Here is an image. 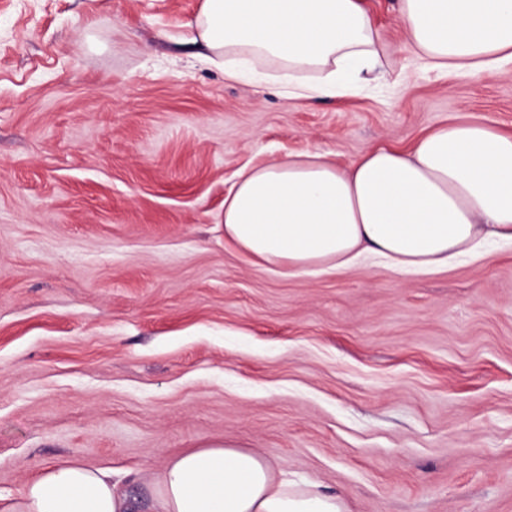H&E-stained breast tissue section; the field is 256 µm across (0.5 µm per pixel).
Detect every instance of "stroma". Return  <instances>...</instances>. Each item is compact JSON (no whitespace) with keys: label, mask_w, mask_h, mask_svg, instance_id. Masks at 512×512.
Listing matches in <instances>:
<instances>
[{"label":"stroma","mask_w":512,"mask_h":512,"mask_svg":"<svg viewBox=\"0 0 512 512\" xmlns=\"http://www.w3.org/2000/svg\"><path fill=\"white\" fill-rule=\"evenodd\" d=\"M284 97L179 41L201 0H0V495L50 464L153 472L233 443L347 512H512V247L430 275H289L224 242L246 167L348 166L458 119L512 133V64L412 60Z\"/></svg>","instance_id":"35a3bbf8"}]
</instances>
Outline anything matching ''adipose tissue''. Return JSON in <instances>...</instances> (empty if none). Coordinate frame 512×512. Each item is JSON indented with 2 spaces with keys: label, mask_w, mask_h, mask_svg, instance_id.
I'll return each mask as SVG.
<instances>
[{
  "label": "adipose tissue",
  "mask_w": 512,
  "mask_h": 512,
  "mask_svg": "<svg viewBox=\"0 0 512 512\" xmlns=\"http://www.w3.org/2000/svg\"><path fill=\"white\" fill-rule=\"evenodd\" d=\"M412 59L440 72L483 74L512 62V0H398ZM194 41L233 81H260L255 58L281 62L291 98L354 94L382 68L362 0H202ZM224 237L257 262L341 273L363 255L429 273L512 242V135L452 121L413 149L379 145L342 167L308 151L244 170L224 199ZM147 499L107 469L43 468L0 512H347L339 497L287 478L262 455L211 443L169 458Z\"/></svg>",
  "instance_id": "adipose-tissue-1"
}]
</instances>
